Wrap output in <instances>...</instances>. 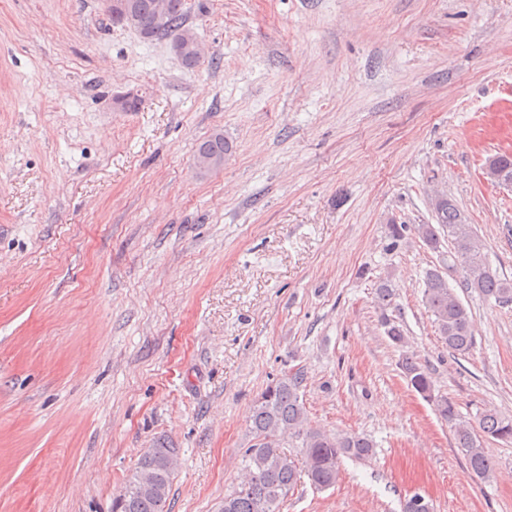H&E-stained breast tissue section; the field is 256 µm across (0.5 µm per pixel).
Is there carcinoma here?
I'll return each instance as SVG.
<instances>
[{
  "mask_svg": "<svg viewBox=\"0 0 512 512\" xmlns=\"http://www.w3.org/2000/svg\"><path fill=\"white\" fill-rule=\"evenodd\" d=\"M137 16L135 29L145 40L175 39L185 29L183 0H167L164 22L156 21V0H128ZM232 146L224 135L216 134L202 142L197 153L227 158ZM436 223L417 224L414 230L425 244L437 251L440 240L448 238L453 261L465 273L464 287L500 304H512V280L493 272L486 260L484 243L476 235L464 212L447 193L431 199ZM454 265L426 270L423 305L448 351L467 355L473 347L472 321L456 293L448 284ZM396 295L395 284L385 277L377 281L376 298L387 306ZM382 325L388 338L402 347L406 344L403 329L390 319ZM411 388L430 402L441 420L453 432L456 447L465 456L471 473L488 480L494 472L492 459L483 446L486 438L512 440V417L495 409H484L477 424L462 419L456 403L435 392L431 373L413 356L405 354L401 362ZM303 375L286 372L271 383L256 399L249 416L254 444L244 455L243 480L238 488L224 496L223 512H280L301 475H306L317 489L336 483L342 458H364L371 454L372 439L358 433H329L310 425L301 399ZM301 441L300 458L284 450L288 439ZM177 449L166 439H156L146 449L137 467L125 482V497L113 501L112 512H164L169 498L176 464Z\"/></svg>",
  "mask_w": 512,
  "mask_h": 512,
  "instance_id": "1",
  "label": "carcinoma"
}]
</instances>
